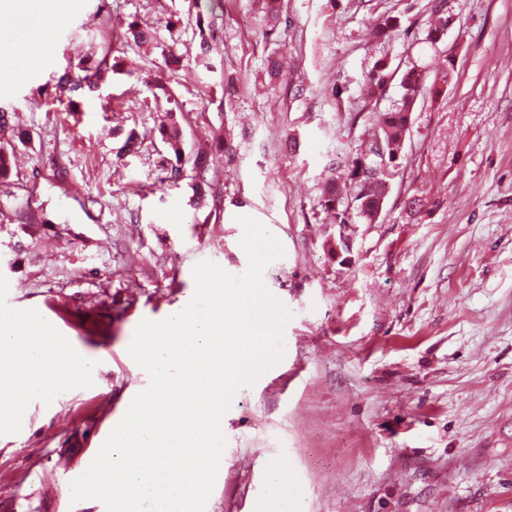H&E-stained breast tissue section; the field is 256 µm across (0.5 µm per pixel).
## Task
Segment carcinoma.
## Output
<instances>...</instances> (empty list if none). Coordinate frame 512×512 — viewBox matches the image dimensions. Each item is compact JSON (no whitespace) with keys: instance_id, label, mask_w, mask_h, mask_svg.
<instances>
[{"instance_id":"carcinoma-1","label":"carcinoma","mask_w":512,"mask_h":512,"mask_svg":"<svg viewBox=\"0 0 512 512\" xmlns=\"http://www.w3.org/2000/svg\"><path fill=\"white\" fill-rule=\"evenodd\" d=\"M447 0H430L428 42L433 44L446 35L443 27ZM107 65V58L97 60L94 55L86 56L81 67V73L73 75L64 74L60 82L64 83L72 92H79L85 88H94V79L101 73L103 66ZM391 76L389 63L384 60L375 62L370 71L368 87L370 96H382L387 82ZM403 94L394 110L376 113L375 132L369 142L368 150L358 154L351 162L347 171L340 177H329L322 188V205L334 212L336 223H350L349 206L357 201H363L362 218L371 223L375 213L383 204L385 196L380 186L368 178L356 179L357 165L360 161L367 162L370 168L379 169L386 173L395 170V156L402 151L406 133L409 130V117L418 100L424 95L425 89L420 82L416 71L407 73L402 79ZM159 133L167 149L173 153L174 161L170 162L168 180L175 183L179 180L180 172L185 163H190L195 172V189L201 190L207 184L206 174L210 170V159L207 151L199 149L191 157H186L183 148V133L174 115H169L168 122L159 126ZM383 139L386 155L382 156L375 151L377 139ZM15 154V145L0 144V178L9 176L12 169V160Z\"/></svg>"}]
</instances>
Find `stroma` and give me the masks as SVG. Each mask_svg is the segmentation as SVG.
Returning a JSON list of instances; mask_svg holds the SVG:
<instances>
[{"mask_svg": "<svg viewBox=\"0 0 512 512\" xmlns=\"http://www.w3.org/2000/svg\"><path fill=\"white\" fill-rule=\"evenodd\" d=\"M76 3L46 63L0 95L18 116L0 135L26 140L0 180V305L50 314L97 371L0 426V512H105L71 503L70 483L149 384L134 330L186 306L197 262L247 267L242 216L282 243L263 280L293 317L281 362L224 415L206 512H512V0H448L434 45L428 0H284L273 30L264 0ZM387 15L400 28L376 34ZM133 23L155 39L135 43ZM88 50L125 66L58 88ZM380 58L393 76L369 100ZM412 68L432 93L382 214L335 223L322 186ZM167 111L186 153L212 149L201 204L191 178L165 180Z\"/></svg>", "mask_w": 512, "mask_h": 512, "instance_id": "35a3bbf8", "label": "stroma"}]
</instances>
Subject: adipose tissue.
<instances>
[{
  "instance_id": "1",
  "label": "adipose tissue",
  "mask_w": 512,
  "mask_h": 512,
  "mask_svg": "<svg viewBox=\"0 0 512 512\" xmlns=\"http://www.w3.org/2000/svg\"><path fill=\"white\" fill-rule=\"evenodd\" d=\"M42 21L26 45L31 67L49 54L66 14L63 0H41ZM94 360L53 329L29 316L0 323V423L21 415L29 403L81 383Z\"/></svg>"
}]
</instances>
